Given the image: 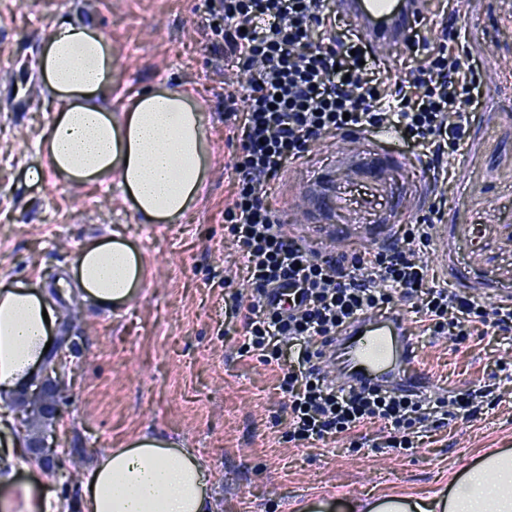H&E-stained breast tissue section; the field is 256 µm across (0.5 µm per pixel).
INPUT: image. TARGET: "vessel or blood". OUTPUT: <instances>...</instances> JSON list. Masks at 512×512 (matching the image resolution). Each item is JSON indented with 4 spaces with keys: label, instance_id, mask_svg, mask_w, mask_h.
<instances>
[{
    "label": "vessel or blood",
    "instance_id": "obj_1",
    "mask_svg": "<svg viewBox=\"0 0 512 512\" xmlns=\"http://www.w3.org/2000/svg\"><path fill=\"white\" fill-rule=\"evenodd\" d=\"M424 5L425 0H335L337 15L351 23L378 57L405 44L422 18ZM393 164V155L374 154L365 166L363 183L379 181ZM321 360L333 365L334 378L344 384L409 390L434 384L418 363L406 323L397 313L357 318L323 349Z\"/></svg>",
    "mask_w": 512,
    "mask_h": 512
}]
</instances>
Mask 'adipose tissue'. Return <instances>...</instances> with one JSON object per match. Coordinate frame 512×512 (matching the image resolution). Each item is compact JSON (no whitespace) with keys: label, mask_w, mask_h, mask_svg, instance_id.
<instances>
[{"label":"adipose tissue","mask_w":512,"mask_h":512,"mask_svg":"<svg viewBox=\"0 0 512 512\" xmlns=\"http://www.w3.org/2000/svg\"><path fill=\"white\" fill-rule=\"evenodd\" d=\"M55 102L37 147L48 172L77 185L118 180L146 223H175L198 201L211 148L203 109L165 86L130 95L123 117L100 103L112 87V48L90 23L58 19L40 58ZM44 171V172H47ZM44 172L34 171L33 180ZM74 287L94 305L118 309L143 282L137 252L120 236L86 243L72 266ZM53 302L23 283L0 288V402L45 358ZM82 512H215L209 473L193 449L140 436L100 454L81 490ZM300 512H512V450L478 457L447 489L427 498L383 494L354 503L319 499Z\"/></svg>","instance_id":"adipose-tissue-1"}]
</instances>
